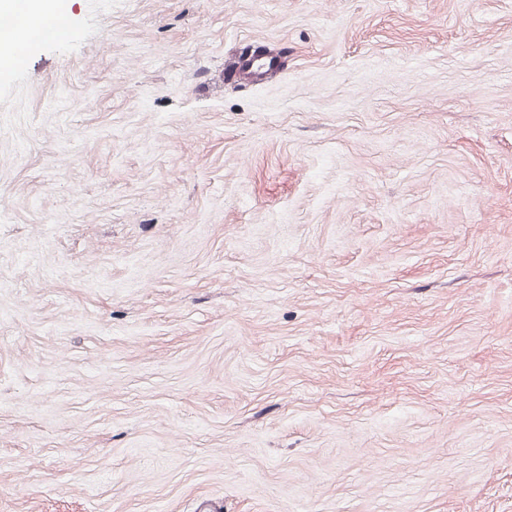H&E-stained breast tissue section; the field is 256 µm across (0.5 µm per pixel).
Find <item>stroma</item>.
<instances>
[{"label":"stroma","instance_id":"obj_1","mask_svg":"<svg viewBox=\"0 0 512 512\" xmlns=\"http://www.w3.org/2000/svg\"><path fill=\"white\" fill-rule=\"evenodd\" d=\"M61 5L0 71V512H512V0Z\"/></svg>","mask_w":512,"mask_h":512}]
</instances>
